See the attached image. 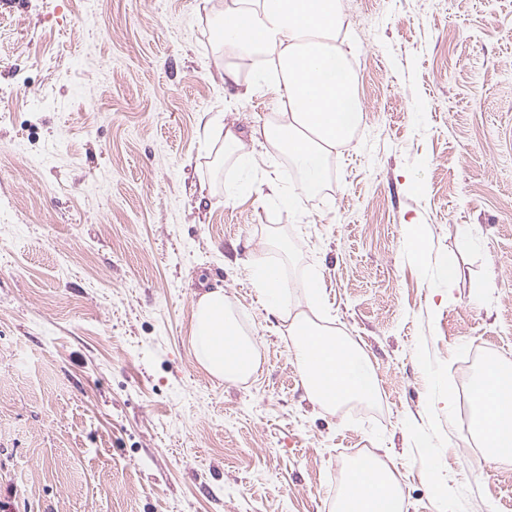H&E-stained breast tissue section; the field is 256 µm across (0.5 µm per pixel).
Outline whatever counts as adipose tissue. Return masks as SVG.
Returning <instances> with one entry per match:
<instances>
[{
  "instance_id": "adipose-tissue-1",
  "label": "adipose tissue",
  "mask_w": 512,
  "mask_h": 512,
  "mask_svg": "<svg viewBox=\"0 0 512 512\" xmlns=\"http://www.w3.org/2000/svg\"><path fill=\"white\" fill-rule=\"evenodd\" d=\"M241 8L225 14V44L258 49L273 63L241 82L235 70L237 96L273 94L280 111L258 130L264 147L288 152L308 190L322 189L331 177L329 158L337 144L360 122L358 77L347 53L336 45L344 20L338 0H241ZM221 151L237 165L242 191L264 190L267 197L295 208L296 199L274 177L257 179V159L240 134L226 129ZM253 277L272 300L271 310L288 323L291 354L298 364L310 400L333 407L347 401H370L378 392L367 362L347 340L327 327L291 313L281 305L279 281L264 263ZM191 346L195 360L211 375L242 380L258 365L257 345L242 329L224 291L200 295L194 306ZM472 436L491 448L494 460L512 461V371L490 369L472 386ZM403 498L392 472L376 460L347 465L337 512H403Z\"/></svg>"
}]
</instances>
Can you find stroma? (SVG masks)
<instances>
[{
    "label": "stroma",
    "instance_id": "1",
    "mask_svg": "<svg viewBox=\"0 0 512 512\" xmlns=\"http://www.w3.org/2000/svg\"><path fill=\"white\" fill-rule=\"evenodd\" d=\"M338 2L363 118L321 191L259 157L289 210L226 196L225 128L272 116L224 84L244 61L218 28L234 0H0L7 512H336L356 453L404 512H512V464L464 414L482 356L512 364V0ZM259 259L355 343L376 400L307 398ZM216 287L259 343L244 381L191 351Z\"/></svg>",
    "mask_w": 512,
    "mask_h": 512
}]
</instances>
